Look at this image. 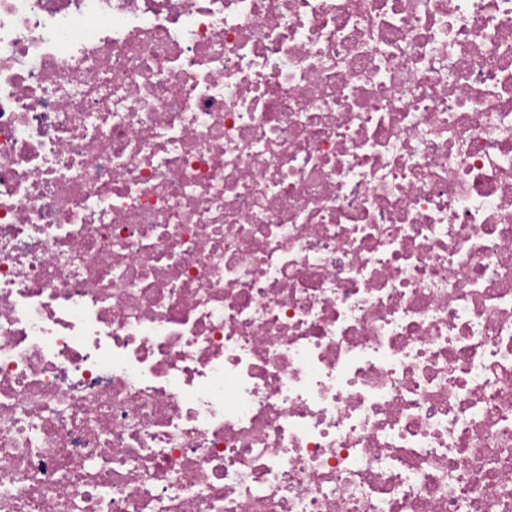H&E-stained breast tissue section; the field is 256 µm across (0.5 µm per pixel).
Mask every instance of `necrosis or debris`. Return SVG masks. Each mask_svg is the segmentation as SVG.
I'll use <instances>...</instances> for the list:
<instances>
[{
	"label": "necrosis or debris",
	"instance_id": "4bbe7bcc",
	"mask_svg": "<svg viewBox=\"0 0 512 512\" xmlns=\"http://www.w3.org/2000/svg\"><path fill=\"white\" fill-rule=\"evenodd\" d=\"M0 512H512V0H0Z\"/></svg>",
	"mask_w": 512,
	"mask_h": 512
}]
</instances>
